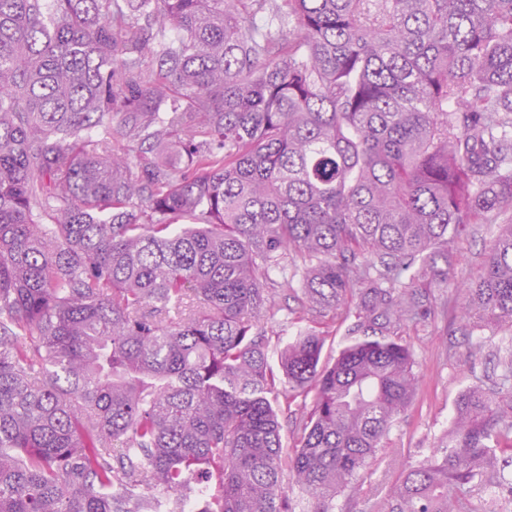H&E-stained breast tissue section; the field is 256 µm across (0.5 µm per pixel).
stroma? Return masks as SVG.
<instances>
[{
  "instance_id": "1",
  "label": "stroma",
  "mask_w": 512,
  "mask_h": 512,
  "mask_svg": "<svg viewBox=\"0 0 512 512\" xmlns=\"http://www.w3.org/2000/svg\"><path fill=\"white\" fill-rule=\"evenodd\" d=\"M499 230L496 224H469L460 229L448 246V280L428 285L430 300L459 303L454 283L473 280L482 273L485 246ZM283 264L284 272L265 283L271 310L262 326L270 355H277L303 326L323 334L322 360L333 363L346 340L344 325L331 314L311 310L304 301L301 260L288 255ZM403 340L413 352L420 384L411 405L392 427L379 458L415 465L432 453L448 429L459 394L497 381L502 358L512 352V332L494 326L471 332L460 320L438 312L409 327Z\"/></svg>"
}]
</instances>
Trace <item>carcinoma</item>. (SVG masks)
I'll list each match as a JSON object with an SVG mask.
<instances>
[{"instance_id":"obj_1","label":"carcinoma","mask_w":512,"mask_h":512,"mask_svg":"<svg viewBox=\"0 0 512 512\" xmlns=\"http://www.w3.org/2000/svg\"><path fill=\"white\" fill-rule=\"evenodd\" d=\"M503 216L512 0H0V512H334L416 392L418 283ZM289 252L350 342L297 330L277 379ZM456 292L512 330V223ZM501 364L376 512H490Z\"/></svg>"}]
</instances>
